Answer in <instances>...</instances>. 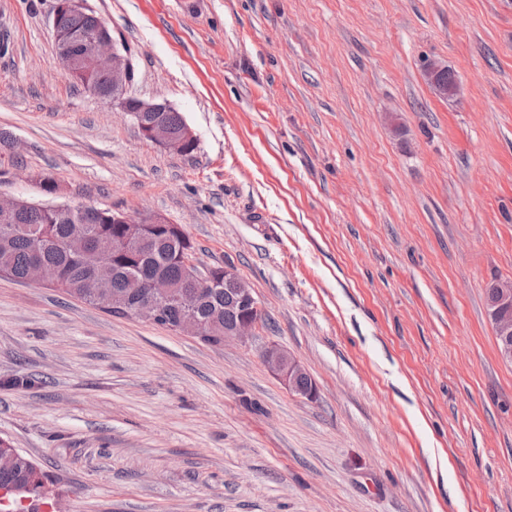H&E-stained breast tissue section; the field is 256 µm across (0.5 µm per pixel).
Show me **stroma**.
<instances>
[{"instance_id": "1", "label": "stroma", "mask_w": 512, "mask_h": 512, "mask_svg": "<svg viewBox=\"0 0 512 512\" xmlns=\"http://www.w3.org/2000/svg\"><path fill=\"white\" fill-rule=\"evenodd\" d=\"M197 138L55 68L0 0V196L179 224L267 325L219 346L0 275V437L65 512H512V0H86ZM456 75L434 93L428 65ZM318 386L290 392L261 353ZM27 379L11 387V379ZM498 283V284H497ZM499 299L497 301V288ZM497 301V303H496ZM496 303L492 313L495 335L508 338L512 336V281L493 282L486 289V306L490 311ZM263 358L289 391L294 393L296 390L299 392V395L308 400L316 399L317 388L315 383L301 364L288 352L273 346L264 352ZM301 376H308L310 378L309 380V378L303 377L298 383L301 391L307 390L310 383V388L306 392H300L297 387V381Z\"/></svg>"}]
</instances>
